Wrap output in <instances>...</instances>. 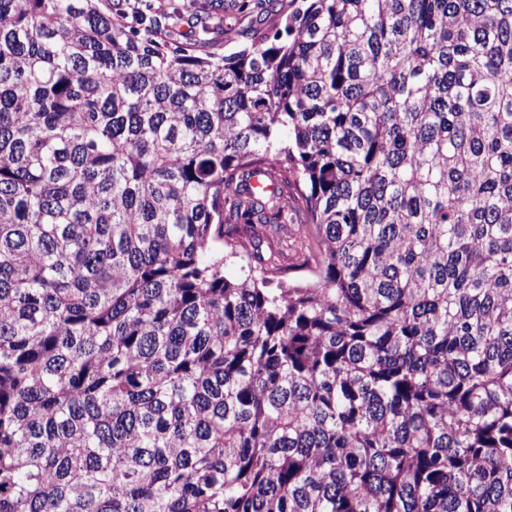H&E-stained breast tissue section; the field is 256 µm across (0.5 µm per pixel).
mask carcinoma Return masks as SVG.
<instances>
[{"instance_id":"cac0c4a2","label":"carcinoma","mask_w":512,"mask_h":512,"mask_svg":"<svg viewBox=\"0 0 512 512\" xmlns=\"http://www.w3.org/2000/svg\"><path fill=\"white\" fill-rule=\"evenodd\" d=\"M196 26L0 0V512H512V0Z\"/></svg>"}]
</instances>
